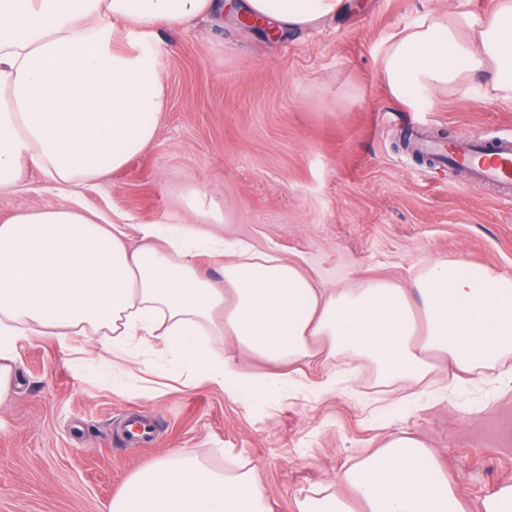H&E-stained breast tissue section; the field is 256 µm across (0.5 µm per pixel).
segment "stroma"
<instances>
[{
  "mask_svg": "<svg viewBox=\"0 0 512 512\" xmlns=\"http://www.w3.org/2000/svg\"><path fill=\"white\" fill-rule=\"evenodd\" d=\"M494 0H348L346 11L271 40L232 18L162 30L157 46L169 110L155 144L101 179L63 190L27 169L0 196V220L18 208L71 203L124 225L189 224L259 251L303 257L320 287L362 276L410 282L432 260L461 255L512 272V194L417 160L399 136L512 139V95L474 74L468 90L399 99L384 60L423 16L481 19ZM218 202L220 224H194L185 207ZM19 387L0 405V512H107L127 478L180 449L210 468H256L273 512L323 487L394 428L431 448L468 505L512 483V396L470 408L481 385L386 420L364 407L380 390L374 370L351 363V384L314 398L284 395L249 406L215 385L157 398L114 391L102 367L79 364L57 337L20 338ZM150 423L151 444L126 446L128 413Z\"/></svg>",
  "mask_w": 512,
  "mask_h": 512,
  "instance_id": "1",
  "label": "stroma"
}]
</instances>
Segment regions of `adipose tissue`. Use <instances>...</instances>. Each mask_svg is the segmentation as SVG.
Segmentation results:
<instances>
[{
  "label": "adipose tissue",
  "instance_id": "1",
  "mask_svg": "<svg viewBox=\"0 0 512 512\" xmlns=\"http://www.w3.org/2000/svg\"><path fill=\"white\" fill-rule=\"evenodd\" d=\"M344 9V0H241L237 14L284 29ZM223 13L220 0H0V195L17 193L30 165L73 187L149 148L168 109L161 29ZM470 27L465 38L459 23L424 16L386 58L394 91L461 88L482 72L493 90L512 92V0ZM139 235L129 245L119 226L68 205L0 222V404L18 377L15 343L31 336L83 337L113 378L144 374L149 397L170 382L210 383L262 404L293 385V366L321 356L370 364L389 388L384 409L417 408L421 384L439 380V357L455 370L449 385L494 371L512 384V274L451 257L407 285L367 277L321 288L297 260L183 224H143ZM201 249L223 256V286L198 272ZM224 334L275 371L217 356L212 339ZM155 337L175 357L161 372L139 356ZM338 479L347 496L317 491L297 512H512V484L468 508L431 449L403 431ZM108 512L270 510L255 471L210 469L184 448L133 473Z\"/></svg>",
  "mask_w": 512,
  "mask_h": 512
}]
</instances>
